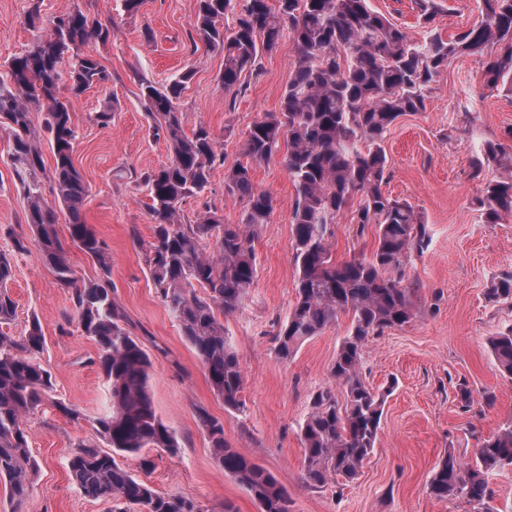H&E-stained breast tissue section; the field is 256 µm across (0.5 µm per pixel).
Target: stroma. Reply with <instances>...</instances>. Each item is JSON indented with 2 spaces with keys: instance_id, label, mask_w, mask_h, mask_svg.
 I'll list each match as a JSON object with an SVG mask.
<instances>
[{
  "instance_id": "35a3bbf8",
  "label": "stroma",
  "mask_w": 512,
  "mask_h": 512,
  "mask_svg": "<svg viewBox=\"0 0 512 512\" xmlns=\"http://www.w3.org/2000/svg\"><path fill=\"white\" fill-rule=\"evenodd\" d=\"M34 2L40 19L32 25L28 9ZM437 2L441 36L481 19L479 0ZM75 10L112 27L108 41L93 40L85 47L111 72V83L89 89L73 103L74 161L89 185L83 219L109 248L112 297L151 358L156 410L184 437L174 455L146 449L155 461L148 473H141L135 456L120 457V464L159 492L197 501L204 512H224L228 503L236 512H258L254 499L213 457L197 417L203 408L223 422L232 447L288 489L295 512H470L461 501L434 498L428 482L448 450L473 460L483 438L512 422V380L500 375L488 346L491 336L512 325V305L486 299L495 278L512 271V215L483 223L475 206L483 185L470 176V163L484 144L502 140L512 127V95L484 87L479 57L461 56L432 83L425 111L401 117L388 133L385 190L412 203L430 229L427 250L412 256L406 268L421 303L410 323L369 339L363 349L365 382L388 393L373 455L355 479L339 478L315 489L303 481L298 425L312 393L332 381L330 369L350 319L341 317L306 341L292 361L282 362L274 353L273 334L296 299L289 224L295 190L286 169L278 160L253 168V182L272 195L274 213L254 240L257 274L246 303L223 319L245 374L242 414L225 410L213 393L149 279L145 254L153 220L148 191L138 179L140 172L159 169L171 158L164 139L150 127L139 79L163 85L193 71L180 99L185 126L209 127L224 162L211 170L204 194L183 201L181 219L195 223L211 207L222 212L225 223H240L243 206L227 198L224 170L243 160L248 126L278 111L296 58L292 39L283 37L275 52L263 56L260 73L243 75V90L234 97L219 80L223 52L192 43L194 0H142L133 16L122 0H0V65L34 39L47 37L54 16ZM107 105L112 119L103 126L94 116ZM10 145L0 130V224L25 235L26 203L8 164ZM120 170L125 179H116ZM374 237L373 226L358 230L347 212L328 227L332 256L339 261L369 254ZM9 288L17 312L8 333L19 334L28 317L38 315L46 337L40 362L53 376L54 396L80 410L81 417L67 420L49 405L27 416L38 471L21 503L0 481V512H109L108 504L79 493L68 468L76 443L96 441L91 420L109 403L108 386L89 362L96 346L79 329L60 332L64 316L74 309L37 250L15 257ZM462 381L475 399L468 412L455 399Z\"/></svg>"
}]
</instances>
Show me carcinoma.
Wrapping results in <instances>:
<instances>
[{"mask_svg":"<svg viewBox=\"0 0 512 512\" xmlns=\"http://www.w3.org/2000/svg\"><path fill=\"white\" fill-rule=\"evenodd\" d=\"M194 2L196 34L224 52L220 81L226 92L240 93L242 73L260 72L262 56L276 51L283 34L292 38L297 56L279 110L252 123L244 141L246 162L225 174L226 195L244 204L240 224L224 223L215 208L194 224L179 218L183 200L202 194L215 162L224 159L207 127L184 130L179 100L192 73L163 86L140 83L153 132L164 137L171 152L168 164L140 174L155 221L146 252L150 280L224 409L244 412L245 375L220 316L244 305L257 273L253 242L274 211L272 196L253 183L252 164L281 159L295 189L290 224L298 280L295 305L275 334L274 351L288 362L305 341L350 316L331 366L333 383L313 393L298 435L308 486L322 488L338 477L352 480L374 453L385 403V394L361 374L363 347L412 320L418 289L405 283V269L412 254L424 253L430 242L428 225L414 206L384 190L389 177L384 140L400 117L425 110L426 92L452 58H482L485 85L512 94V0H480V23L446 40L435 32V0H418L426 29L420 40L373 11L367 0H245L238 13L236 0ZM229 14L232 27L221 26ZM111 36V28L79 10L62 14L51 20L48 38L37 39L0 72V127L12 139L13 177L23 190L31 232L23 237L12 225L0 224V238L11 241V252L0 251V327L10 325L17 310L9 292L11 253L34 247L58 285L71 292L78 328L97 348L90 363L98 365L110 393L108 410L93 419L98 441L79 443L68 462L72 480L83 496L110 504V512H128L131 505L146 512H203L190 498L157 492L116 461L135 455L141 470L148 471L155 462L141 456L142 450L175 454L180 438L157 414L150 356L112 298V256L83 220L89 189L73 161V99L112 81L108 69L83 51L90 40L105 42ZM495 45L499 51L487 53ZM64 84L67 96L60 94ZM34 109L44 113L54 191L69 217L67 240L59 237L56 210L40 189L44 160L31 124ZM506 148L488 141L471 161L472 178L484 182L477 205L486 224L512 213V175L485 178L486 171L501 165ZM349 207L360 229L374 225L375 247L368 257L337 261L327 226ZM210 240L209 253L204 243ZM72 245L96 262L94 279L80 283L73 276ZM487 299L512 303V273L493 282ZM44 347L35 314L17 336L0 331V480L19 503L29 496L35 474L26 416L47 404L66 419L80 416L53 398L52 375L39 361ZM489 349L499 371L512 380V326L494 335ZM198 420L214 458L257 502L259 512H295L292 496L276 477L224 440L223 422L204 409ZM509 465L512 422L483 439L471 463L448 451L428 489L438 500L465 501L473 512H498L488 476Z\"/></svg>","mask_w":512,"mask_h":512,"instance_id":"1","label":"carcinoma"}]
</instances>
